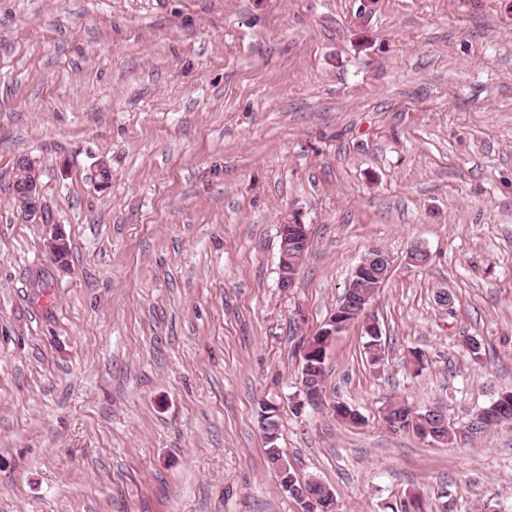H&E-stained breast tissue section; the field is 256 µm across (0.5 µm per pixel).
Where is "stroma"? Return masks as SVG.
<instances>
[{
    "instance_id": "stroma-1",
    "label": "stroma",
    "mask_w": 512,
    "mask_h": 512,
    "mask_svg": "<svg viewBox=\"0 0 512 512\" xmlns=\"http://www.w3.org/2000/svg\"><path fill=\"white\" fill-rule=\"evenodd\" d=\"M24 158L48 223L14 198ZM374 246L390 275L295 414L302 343ZM510 390L512 0H0V512H300L263 398L336 512H512V427L433 446L380 414L463 430ZM306 229V224H303L298 214L293 212L284 215L280 222V235L283 237L282 241L280 236L281 260L278 268L281 288H289L295 280L300 260L307 249Z\"/></svg>"
}]
</instances>
